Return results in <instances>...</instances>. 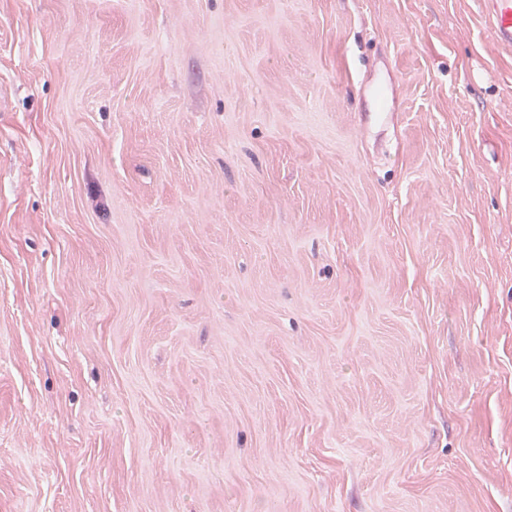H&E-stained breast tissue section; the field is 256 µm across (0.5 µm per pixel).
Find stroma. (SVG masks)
<instances>
[{"mask_svg":"<svg viewBox=\"0 0 512 512\" xmlns=\"http://www.w3.org/2000/svg\"><path fill=\"white\" fill-rule=\"evenodd\" d=\"M0 512H512L479 0H0Z\"/></svg>","mask_w":512,"mask_h":512,"instance_id":"stroma-1","label":"stroma"}]
</instances>
